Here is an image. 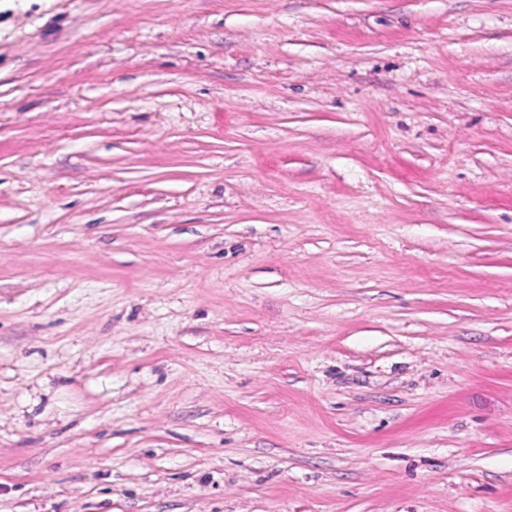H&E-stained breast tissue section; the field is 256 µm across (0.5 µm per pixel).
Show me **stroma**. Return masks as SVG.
<instances>
[{
  "mask_svg": "<svg viewBox=\"0 0 512 512\" xmlns=\"http://www.w3.org/2000/svg\"><path fill=\"white\" fill-rule=\"evenodd\" d=\"M0 512H512V0H0Z\"/></svg>",
  "mask_w": 512,
  "mask_h": 512,
  "instance_id": "obj_1",
  "label": "stroma"
}]
</instances>
